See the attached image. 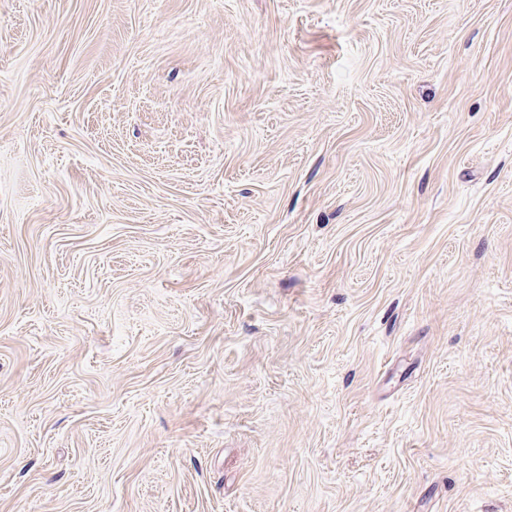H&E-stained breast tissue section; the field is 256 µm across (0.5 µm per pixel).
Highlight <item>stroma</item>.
<instances>
[{
    "mask_svg": "<svg viewBox=\"0 0 512 512\" xmlns=\"http://www.w3.org/2000/svg\"><path fill=\"white\" fill-rule=\"evenodd\" d=\"M0 512H512V0H0Z\"/></svg>",
    "mask_w": 512,
    "mask_h": 512,
    "instance_id": "35a3bbf8",
    "label": "stroma"
}]
</instances>
